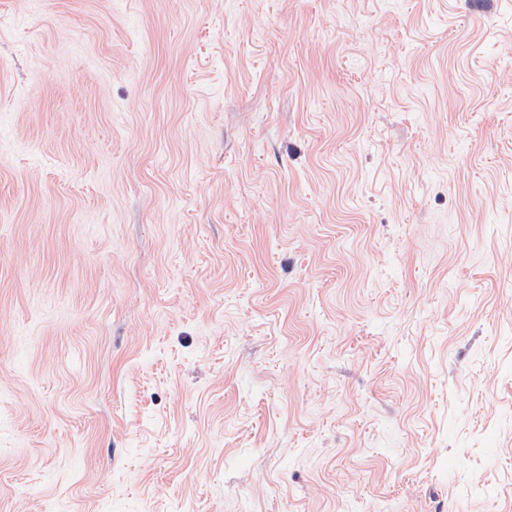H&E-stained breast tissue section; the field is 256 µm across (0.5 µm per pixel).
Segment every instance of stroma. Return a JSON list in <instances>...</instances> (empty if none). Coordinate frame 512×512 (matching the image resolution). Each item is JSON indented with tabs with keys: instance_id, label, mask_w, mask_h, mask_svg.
I'll list each match as a JSON object with an SVG mask.
<instances>
[{
	"instance_id": "1",
	"label": "stroma",
	"mask_w": 512,
	"mask_h": 512,
	"mask_svg": "<svg viewBox=\"0 0 512 512\" xmlns=\"http://www.w3.org/2000/svg\"><path fill=\"white\" fill-rule=\"evenodd\" d=\"M512 512V0H0V512Z\"/></svg>"
}]
</instances>
